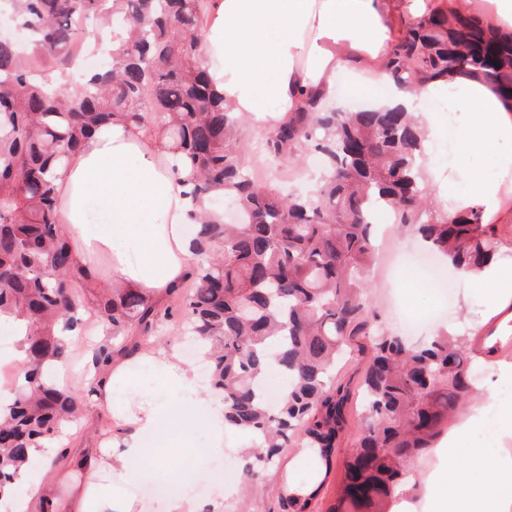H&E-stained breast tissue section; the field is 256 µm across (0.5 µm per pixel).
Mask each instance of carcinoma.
Instances as JSON below:
<instances>
[{"instance_id": "cac0c4a2", "label": "carcinoma", "mask_w": 512, "mask_h": 512, "mask_svg": "<svg viewBox=\"0 0 512 512\" xmlns=\"http://www.w3.org/2000/svg\"><path fill=\"white\" fill-rule=\"evenodd\" d=\"M26 35L0 37V313L26 322L29 369L22 394L0 411V502L80 406L49 375L70 354L55 326L80 330L69 248L59 232L53 182L68 155L98 127L145 125L189 173L195 201L234 199L237 224L222 215L196 226L199 260L171 290L196 337L212 389L224 395V424L249 433L245 472L279 470L288 442L314 457L317 480L282 486L280 512H311L336 460L349 390L331 378L355 336L373 337L364 369L367 423L360 451L344 462L329 512H387L399 480L450 427L476 378L469 337L438 331L410 347L375 329L366 301L377 261L380 210L470 272L494 253L491 225L472 210L443 217L417 166L424 134L389 108L326 111L317 96L266 137L273 157L316 153L324 172L311 195L259 182L242 157L238 114L224 105L200 54L209 0H9ZM112 27L106 63L83 79L62 74L83 55L90 21ZM400 87L453 75L489 82L512 106V30L474 15L429 12L412 23L387 62ZM171 306L117 288L102 319L132 356L161 339ZM274 361L288 388L270 404L260 377Z\"/></svg>"}]
</instances>
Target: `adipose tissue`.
Returning <instances> with one entry per match:
<instances>
[{
	"label": "adipose tissue",
	"instance_id": "adipose-tissue-1",
	"mask_svg": "<svg viewBox=\"0 0 512 512\" xmlns=\"http://www.w3.org/2000/svg\"><path fill=\"white\" fill-rule=\"evenodd\" d=\"M477 0H210L202 24L201 52L210 81L251 130L266 133L299 111V89L334 94L336 78L349 67L387 79L391 49L410 22L449 5L471 8ZM439 96L468 105L455 151L426 157L422 169L433 187L447 178L464 186L444 196L448 218L479 207L487 224L512 222V109L477 80L456 77L408 89H393L390 106L421 114L423 99ZM487 163L470 160L472 150ZM190 187L181 161L157 136L132 122L115 121L93 130L71 153L54 181L59 227L72 265L83 280L101 277L157 299L176 286L195 258L186 231ZM474 287L493 310L512 320V257H493ZM157 374L155 387L133 382L135 369ZM194 372L176 353L154 351L120 357L98 371L95 400L112 419V429L81 464L86 478L60 494L43 467L45 451H29L23 471L5 501L11 512H141L127 493L132 474L147 478L164 468L179 471L178 449L187 447L201 422L224 425V400L215 393L185 403L195 391ZM485 409L472 408L442 440L444 461L427 478L423 512H512V405L500 406L491 444L469 457L473 480L451 481L447 463L467 430L484 424Z\"/></svg>",
	"mask_w": 512,
	"mask_h": 512
}]
</instances>
